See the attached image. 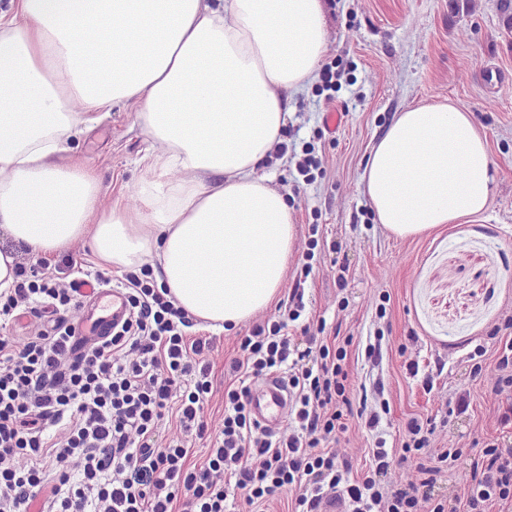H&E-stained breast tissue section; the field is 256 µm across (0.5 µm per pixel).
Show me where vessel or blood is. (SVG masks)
<instances>
[{"mask_svg":"<svg viewBox=\"0 0 512 512\" xmlns=\"http://www.w3.org/2000/svg\"><path fill=\"white\" fill-rule=\"evenodd\" d=\"M87 310L78 327L80 346H89L107 336L127 310L123 293L116 288L82 287ZM290 394L286 383L271 375L257 381L251 390V412L254 420L268 430H275L287 416Z\"/></svg>","mask_w":512,"mask_h":512,"instance_id":"1","label":"vessel or blood"}]
</instances>
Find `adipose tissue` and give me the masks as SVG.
<instances>
[{"label":"adipose tissue","mask_w":512,"mask_h":512,"mask_svg":"<svg viewBox=\"0 0 512 512\" xmlns=\"http://www.w3.org/2000/svg\"><path fill=\"white\" fill-rule=\"evenodd\" d=\"M11 2L0 12V228L36 255L88 236L104 263L157 261L159 284L217 332L269 308L296 227L256 169L282 140L285 93L316 78L323 0ZM127 103L152 142L141 205L105 209L97 177L59 158ZM494 172L470 112L435 103L395 116L360 183L379 224L410 239L483 214Z\"/></svg>","instance_id":"adipose-tissue-1"}]
</instances>
